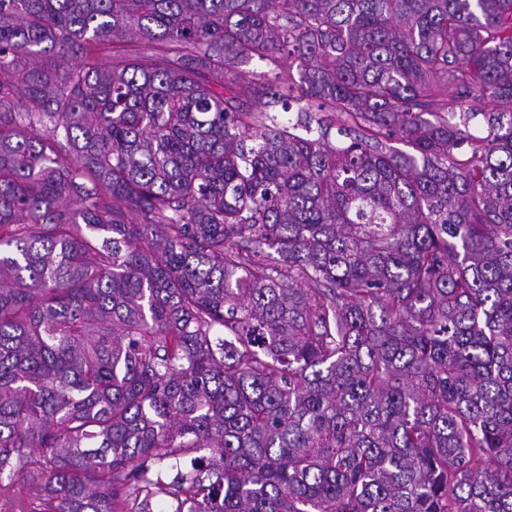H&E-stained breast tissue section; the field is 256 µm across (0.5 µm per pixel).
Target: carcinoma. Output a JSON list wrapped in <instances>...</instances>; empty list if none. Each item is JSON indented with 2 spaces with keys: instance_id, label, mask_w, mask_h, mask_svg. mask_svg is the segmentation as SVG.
I'll list each match as a JSON object with an SVG mask.
<instances>
[{
  "instance_id": "obj_1",
  "label": "carcinoma",
  "mask_w": 512,
  "mask_h": 512,
  "mask_svg": "<svg viewBox=\"0 0 512 512\" xmlns=\"http://www.w3.org/2000/svg\"><path fill=\"white\" fill-rule=\"evenodd\" d=\"M303 100L316 136L258 121ZM20 478L18 512H512V0H0Z\"/></svg>"
}]
</instances>
